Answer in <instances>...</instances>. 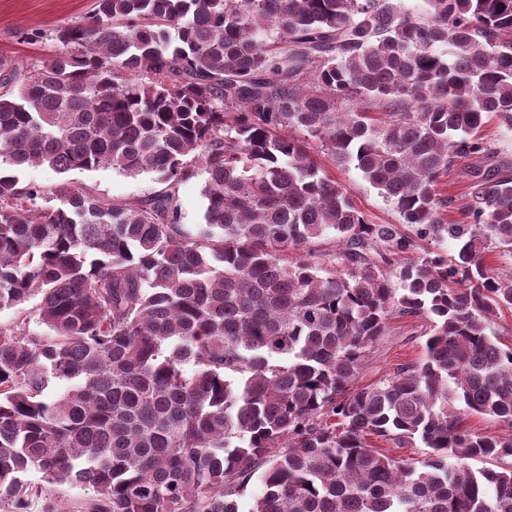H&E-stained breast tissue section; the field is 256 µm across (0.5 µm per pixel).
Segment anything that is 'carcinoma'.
<instances>
[{
  "label": "carcinoma",
  "instance_id": "carcinoma-1",
  "mask_svg": "<svg viewBox=\"0 0 512 512\" xmlns=\"http://www.w3.org/2000/svg\"><path fill=\"white\" fill-rule=\"evenodd\" d=\"M96 0L61 50L0 59V310L37 297L50 336L0 327V499L23 475L90 488L92 512H512V347L488 333L512 283V177L469 170V221L439 180L512 127V0ZM354 168L421 236L371 224L319 156ZM111 167L164 191L114 201L18 173ZM202 176L206 228L177 187ZM345 247L342 269L316 240ZM426 358L358 386L391 316ZM193 366L188 373L185 366ZM54 379L67 391L48 398ZM490 416L507 433L465 425ZM416 442L413 462L372 437Z\"/></svg>",
  "mask_w": 512,
  "mask_h": 512
}]
</instances>
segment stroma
<instances>
[{"label":"stroma","instance_id":"35a3bbf8","mask_svg":"<svg viewBox=\"0 0 512 512\" xmlns=\"http://www.w3.org/2000/svg\"><path fill=\"white\" fill-rule=\"evenodd\" d=\"M95 0H0V58L14 60L23 68L42 65L58 52L54 36L58 29L84 21L93 11ZM483 134L494 150V157L474 155L459 158L442 177L441 184L456 202L444 217L454 223H464V207L468 195L466 172L482 165L496 167L512 175V128L490 121ZM331 175L344 184L356 206L376 224H395L411 237L413 245L403 253L399 262L383 265L382 270L391 284H398L401 265L417 260L432 251L451 257L456 253L453 241L417 236L411 225L402 223L392 205L377 189L366 182L354 169L331 168ZM21 184H32L46 189L67 181L72 186L94 192L114 200L133 196H148L163 190V183L155 174L144 173L132 177L109 167L90 171H72L59 174L45 166L27 168L19 175ZM202 178H193L179 187L180 222L188 235L198 234L205 226L206 200ZM425 321L411 317H396L389 323L385 336L369 354L357 382L372 384L385 379L402 363H415L425 357ZM24 479L38 491L32 497L27 512H89L94 498L91 489L69 484L47 486L39 472L31 471Z\"/></svg>","mask_w":512,"mask_h":512}]
</instances>
